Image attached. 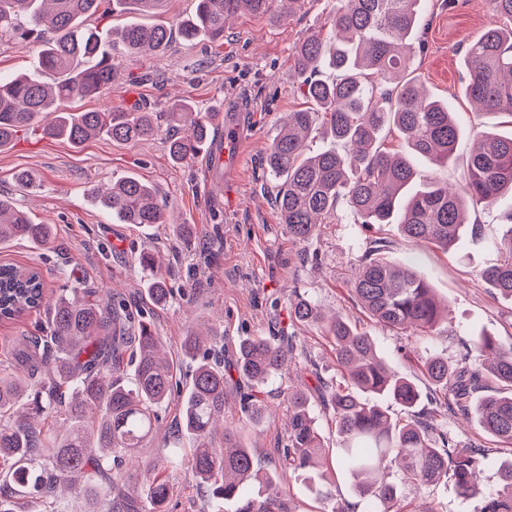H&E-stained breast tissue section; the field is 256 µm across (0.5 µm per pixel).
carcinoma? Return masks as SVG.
<instances>
[{"instance_id":"carcinoma-1","label":"carcinoma","mask_w":512,"mask_h":512,"mask_svg":"<svg viewBox=\"0 0 512 512\" xmlns=\"http://www.w3.org/2000/svg\"><path fill=\"white\" fill-rule=\"evenodd\" d=\"M171 0H0V40L20 52L38 50L46 81L30 73L0 77V151L28 129L42 137L83 144L107 136L136 144L158 132L152 112L60 108L72 99L95 98L112 90L117 72L113 47L130 55H160L172 29L147 22L167 12ZM423 0H337L327 31L314 30L295 49L304 95L314 108L288 113L266 149L265 165L281 180L276 205L288 236L306 242L319 224L347 206L363 225L396 224L403 236L448 250L469 223L471 209L490 206L512 193V136L485 132L469 156L464 184L454 189L433 179L414 187L409 156L385 150L384 130H395L412 154L438 166L452 158L459 127L448 103L434 99L410 76L421 51ZM271 0H195L181 21L183 40L224 42L226 19L241 9L270 10ZM119 12L121 27L97 28L92 17ZM465 92L483 111L512 113V27H488L465 52ZM167 117L174 127L188 118V132L168 140L171 159L180 163L207 148L209 118L191 101L176 99ZM319 133L332 145L315 152L308 143ZM101 209L126 224H175L159 204L153 187L125 176L93 191ZM52 224H37L12 198L0 195V245L28 242L49 248ZM498 262L480 278L512 300V234L499 243ZM148 271L147 293L163 307L171 292L157 258L134 259ZM358 304L382 326L431 332L446 319L431 284L410 264L385 257L374 241L353 277ZM45 308L42 337L23 336L13 347L12 364L0 368V512H18L20 494L53 496L81 474L76 494L87 512H163L170 495L156 468L144 462L140 481L112 494L114 474L125 457L147 446L159 424L158 411L169 401L176 376L144 313H133L112 298L103 305L76 288H62L45 300L39 273L0 265V316L11 319ZM288 320L311 326L331 341L340 381L331 387L336 437L343 455L335 465L347 469L373 512H399L397 488L384 471L396 468L413 489L449 480L465 497L482 493L480 475L488 455L463 447L439 417L448 413L476 420L482 431L512 444V348L491 335L469 346L464 362L450 364L433 353L420 370L433 385L430 411L421 413L422 394L379 355L372 339L336 314H327L306 293L294 289ZM209 334L191 332L184 355L195 361L181 402V428L192 437L190 475L213 488L220 503L236 512H296L288 490L255 465L251 449L235 431L224 429V447L213 438L223 420L224 395L233 375L252 382L241 399L248 421L269 417L263 387L286 377L294 346L276 336L243 340L233 371L202 353ZM288 434L281 466L315 482L318 498L332 491L321 467L328 456L307 394L286 386ZM398 405L405 418L392 416L385 403ZM482 512H512V461L501 466V486L484 497Z\"/></svg>"}]
</instances>
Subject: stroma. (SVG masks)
Returning a JSON list of instances; mask_svg holds the SVG:
<instances>
[{
	"mask_svg": "<svg viewBox=\"0 0 512 512\" xmlns=\"http://www.w3.org/2000/svg\"><path fill=\"white\" fill-rule=\"evenodd\" d=\"M335 5L336 0H302L287 14L274 0L263 15L237 12L226 24L223 44H190L176 37L163 55L122 56L111 91L72 104L76 111L111 107L158 113L159 129L152 139L132 145L102 137L74 146L22 133L0 152V194L12 197L36 222L55 227L52 248L23 242L0 246V264L39 271L49 293L67 283L103 299L119 295L129 307L146 313L167 353L181 362L160 427L145 449L148 458L161 462L172 449L188 446L175 429L191 374L189 363L182 360L189 330H216L212 349L227 361L234 359L243 337L281 332L294 337L297 358L310 359L317 369L313 375L292 373V385L311 387L316 376L338 377L331 343L314 328L288 324V295L295 288L306 291L325 312L355 323L395 370L423 389L428 382L418 364L427 354L437 352L449 363H459L468 345L484 333L512 348V302L495 295L479 277L498 258L492 240L512 234L506 221L511 195L472 210L467 232L447 251L406 238L393 224L366 230L345 208L306 243L289 238L281 223L274 181L260 158L285 115L307 106L295 72V47L323 25ZM422 13L423 50L414 74L433 97L447 101L460 135L448 166L418 157L413 164L422 178L457 183L483 132L512 134L511 116L475 111L465 94L466 49L499 19L489 0H424ZM177 97L191 100L198 110L224 115V122L212 125L213 139L223 138L225 123L240 127L235 159L212 167L201 155L178 164L170 160L167 138L172 128L165 112ZM22 172L37 176V189L18 185L16 176ZM122 176L155 187L159 202L173 211L175 224H123L95 207L90 190ZM179 223L192 226L191 240L177 236ZM376 236L386 241L388 259L412 264L447 304L448 319L433 336L384 328L354 299L350 281ZM143 251L158 255L174 292L165 307H154L146 299L144 276L132 262ZM265 398L271 418L251 424L240 410L238 391L228 389L225 427L240 430L259 467L276 473L301 512H323V503L309 494L302 478L280 466L288 398L279 381L266 386ZM443 423L461 443L488 451L491 464L484 490L494 491L501 463L512 459V447L455 416ZM164 476L170 488L168 512H216L217 503L196 486L186 466L166 468ZM392 481L401 512H481V498L460 497L452 484L415 491L400 476Z\"/></svg>",
	"mask_w": 512,
	"mask_h": 512,
	"instance_id": "35a3bbf8",
	"label": "stroma"
}]
</instances>
